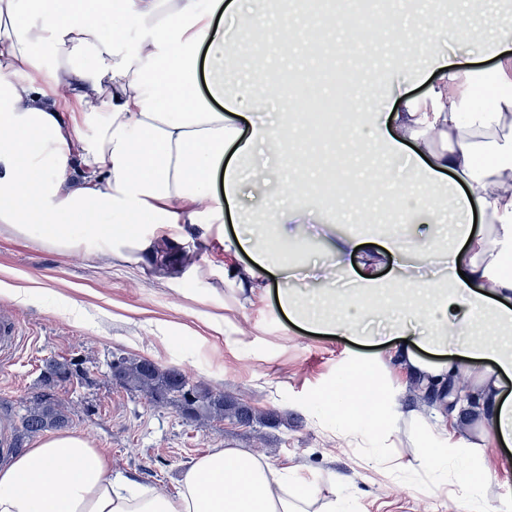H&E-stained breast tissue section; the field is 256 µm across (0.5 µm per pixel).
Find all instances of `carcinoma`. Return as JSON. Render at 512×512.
<instances>
[{"label":"carcinoma","instance_id":"1","mask_svg":"<svg viewBox=\"0 0 512 512\" xmlns=\"http://www.w3.org/2000/svg\"><path fill=\"white\" fill-rule=\"evenodd\" d=\"M115 380L120 386L145 393L151 400L164 403L176 401L186 418L197 422L207 415L233 417L249 425L256 420L251 406L224 393L200 392L175 368L161 369L149 360L115 362ZM73 376L72 364L48 359L39 379V390L23 404L13 450L22 448L24 439L49 430H64L70 417L58 399V390Z\"/></svg>","mask_w":512,"mask_h":512}]
</instances>
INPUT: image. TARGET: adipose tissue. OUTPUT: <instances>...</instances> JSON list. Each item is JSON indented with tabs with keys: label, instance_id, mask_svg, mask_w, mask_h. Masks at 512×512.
Returning a JSON list of instances; mask_svg holds the SVG:
<instances>
[{
	"label": "adipose tissue",
	"instance_id": "1",
	"mask_svg": "<svg viewBox=\"0 0 512 512\" xmlns=\"http://www.w3.org/2000/svg\"><path fill=\"white\" fill-rule=\"evenodd\" d=\"M224 0H0V226L19 239H35L66 254L85 250L132 265L160 267L158 241L180 250L188 241L216 239L223 252L249 256L232 274L241 288L263 289L264 277H290L291 246L305 241L308 225L282 210L267 223L224 236V206L235 201L242 165L254 144L291 139L301 123L294 109L276 124L252 125L241 136L232 117L257 112L261 99L227 94L223 74L237 59L233 34L221 20ZM116 12L120 27L104 32ZM139 33L129 43L127 29ZM397 44L429 51L454 44L447 26L421 19L395 28ZM487 70L490 92H455L447 60L431 65L422 97H409L392 79L394 106H376L377 86L364 84L371 106L350 109L342 133L362 161L359 175L340 172L354 198L338 196L346 210L363 207L375 188L393 197L400 223L435 209L433 198H412L405 183L372 164L408 155L428 185L453 174L461 216L448 249L437 233L406 240L385 234L391 257L387 277L369 275L349 261L357 234L327 225L336 263L305 287L282 288L281 308L292 322L323 336L362 341L361 324L388 326V357L423 390L469 381L454 412L473 419L477 432L458 434L443 406L405 415L394 393L371 380L341 376L316 406L338 437L373 447L372 467L423 473L431 492L467 495L472 512H487L483 485L486 450L512 443V402L500 378L512 374V138L495 150L484 141L512 128V52H498ZM208 67L207 97H199L200 67ZM480 99L482 107L466 112ZM222 175L224 192L212 183ZM480 209L484 225L470 215ZM439 353L436 361L420 350ZM412 419L423 446L412 461L391 462L375 446L392 423ZM314 482L275 467L248 448H223L196 458L180 491L132 490L113 473L106 454L83 435L58 431L38 437L0 466V512H309Z\"/></svg>",
	"mask_w": 512,
	"mask_h": 512
}]
</instances>
